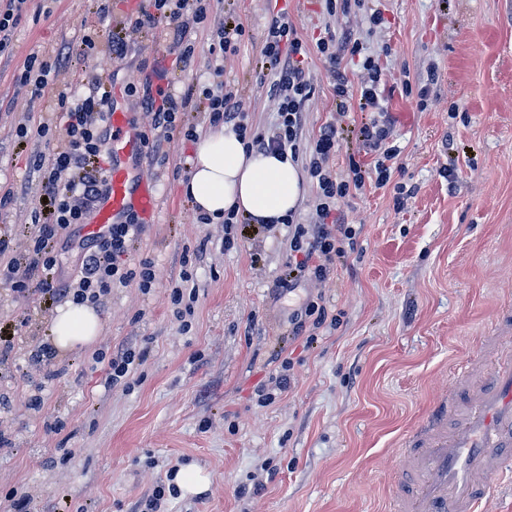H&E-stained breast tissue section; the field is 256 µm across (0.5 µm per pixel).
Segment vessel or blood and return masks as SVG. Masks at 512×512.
<instances>
[{
    "instance_id": "vessel-or-blood-1",
    "label": "vessel or blood",
    "mask_w": 512,
    "mask_h": 512,
    "mask_svg": "<svg viewBox=\"0 0 512 512\" xmlns=\"http://www.w3.org/2000/svg\"><path fill=\"white\" fill-rule=\"evenodd\" d=\"M119 84H108L110 155L106 189L97 203L91 235L120 223L128 211L154 220L155 182L141 169L144 145L128 117ZM491 368L457 369L453 389L436 400L404 440L411 466L389 498L390 512H484L492 488L512 485V350L492 346Z\"/></svg>"
}]
</instances>
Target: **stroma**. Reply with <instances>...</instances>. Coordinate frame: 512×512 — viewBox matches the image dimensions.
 Listing matches in <instances>:
<instances>
[{
    "mask_svg": "<svg viewBox=\"0 0 512 512\" xmlns=\"http://www.w3.org/2000/svg\"><path fill=\"white\" fill-rule=\"evenodd\" d=\"M109 15L99 18L101 3ZM138 0H30L17 27V51L0 61V236L15 254L28 249L30 211L40 194L30 157L56 139L57 95L88 74L126 83L153 65L169 67L181 89L207 75L205 34L193 35L192 69L171 68L162 29L135 37L121 60L109 34ZM274 0H224L246 30L228 54L223 81L238 90L253 130L275 123L276 103L257 62ZM380 10L385 24L369 21ZM307 47L316 87L306 135L362 112L336 111L334 81L316 40L324 30H353L384 70L401 172L392 186L366 187L340 202L357 244L319 285L336 330L312 346L291 339L288 315L306 285L278 297L273 281L288 263V227L276 224L233 249L224 227L199 224L181 184L195 146L182 134L169 162L150 170L160 212L130 253L152 262L151 289L131 282L96 305L93 342L57 349L52 365L32 348L52 342L59 307L39 296L16 298L0 284V330L15 350L0 364V512L18 497L28 512H137L171 470L199 469L198 495L178 494L170 512H387L390 492L411 460L402 436L448 391L455 368L479 359L485 337L512 349V0H362L328 14L323 0H288ZM92 35L94 48L82 47ZM72 56L41 95L19 77L28 56ZM435 71L434 95L419 108L410 84ZM452 169L454 181L443 178ZM407 190L395 206V184ZM188 278L190 305L171 301L170 283ZM128 347L140 364L118 384L105 378L112 353ZM294 359L288 392L257 408L254 386L273 374L278 354ZM247 488L239 496V488Z\"/></svg>",
    "mask_w": 512,
    "mask_h": 512,
    "instance_id": "obj_1",
    "label": "stroma"
}]
</instances>
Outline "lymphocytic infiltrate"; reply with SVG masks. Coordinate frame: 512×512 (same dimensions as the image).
<instances>
[{
  "label": "lymphocytic infiltrate",
  "mask_w": 512,
  "mask_h": 512,
  "mask_svg": "<svg viewBox=\"0 0 512 512\" xmlns=\"http://www.w3.org/2000/svg\"><path fill=\"white\" fill-rule=\"evenodd\" d=\"M219 14L208 51L215 72H223L222 60L227 52L236 51L245 30L233 16L225 14L219 0L205 5L202 0H140L121 27L112 33V56L125 58L130 50V36L157 28L171 39L170 52L177 67L186 68L193 54L185 42L193 26L207 20L209 12ZM317 49L327 61L334 80L337 108L346 111L350 101H357L360 111L369 115L358 129V137L372 157L365 164L349 157L345 173L326 169V162L341 148L342 130L329 123L320 128L313 141H304L306 107L315 93L305 72V47L288 19L287 8L273 13L261 50L263 73L271 75V95L276 102L278 122L272 133H249L247 114L237 92L222 85H192L178 92L171 86L154 81L129 82L128 96L151 117L154 137L148 142L153 165L169 160L165 148L176 132L182 113L203 109L210 125L232 127L245 137L247 149L274 152L302 162L316 182L315 221L297 222L288 215V269L273 282L277 294L296 290L299 282L321 283L328 279L337 263L356 244V231L346 224L337 208L340 199L362 191L367 179L376 187L387 186L393 170L398 169L399 152L391 145L392 121L383 95V69L372 56L364 55L363 44L353 33H328L317 42ZM362 57L366 72L359 87H351L341 68L344 58ZM60 144L51 152L39 151L31 158V167L41 186L42 200L31 210L36 233L25 258H17L9 240L0 238V282L9 285L15 296L38 294L59 302L95 304L109 296L114 288L138 281L151 287L156 274L150 262L130 267L128 258L133 244L145 226L136 213H129L124 223L113 224L105 233L84 244L80 263L69 278L56 273V245L63 232L85 223L96 205L103 185L107 157L103 150L104 125L101 80L87 76L78 95L59 93ZM291 336L312 343L318 330L336 327L338 319L329 313L323 299H306L292 319Z\"/></svg>",
  "instance_id": "f902f5d3"
}]
</instances>
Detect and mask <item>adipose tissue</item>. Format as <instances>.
Returning a JSON list of instances; mask_svg holds the SVG:
<instances>
[{
    "label": "adipose tissue",
    "mask_w": 512,
    "mask_h": 512,
    "mask_svg": "<svg viewBox=\"0 0 512 512\" xmlns=\"http://www.w3.org/2000/svg\"><path fill=\"white\" fill-rule=\"evenodd\" d=\"M183 188L194 205L214 220L234 208L255 224L281 223L304 194L302 177L290 159L247 150L240 136L226 127L198 141ZM100 326L93 308L71 304L59 311L52 331L58 346L69 349L92 341Z\"/></svg>",
    "instance_id": "obj_1"
}]
</instances>
